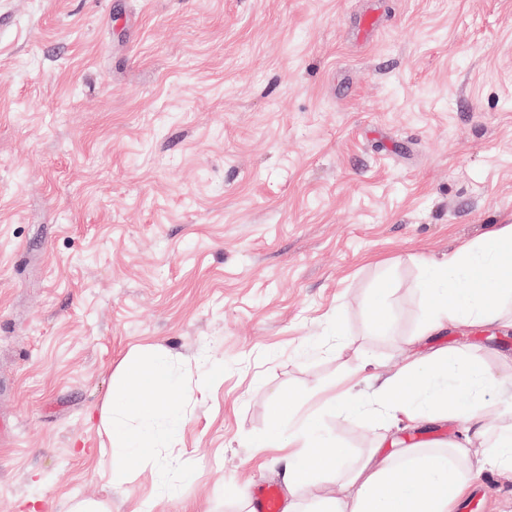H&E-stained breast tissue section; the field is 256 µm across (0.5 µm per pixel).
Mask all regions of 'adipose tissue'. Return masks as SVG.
Returning <instances> with one entry per match:
<instances>
[{"label":"adipose tissue","mask_w":512,"mask_h":512,"mask_svg":"<svg viewBox=\"0 0 512 512\" xmlns=\"http://www.w3.org/2000/svg\"><path fill=\"white\" fill-rule=\"evenodd\" d=\"M508 299L512 225L463 243L429 265L422 284L426 322L420 333L429 336L449 326L498 319L493 305ZM367 382L369 398L342 386L324 402L377 423L398 417L413 423L446 419L464 421L467 429L444 448L372 452L350 479L316 494L314 512H453L468 486L473 456L485 455L512 471V426L490 433L484 403L489 388L512 392V377H495L453 350L411 351L394 369L371 374ZM117 388L119 398L110 401L103 417L110 435L105 464L111 471L144 460L149 449L166 447L184 421L180 402L190 396L158 357L130 363ZM263 445L280 453L286 512H300L299 495L310 488L316 469L339 468L344 459L343 449L328 442L312 418L296 415L281 398L273 402V424Z\"/></svg>","instance_id":"1"}]
</instances>
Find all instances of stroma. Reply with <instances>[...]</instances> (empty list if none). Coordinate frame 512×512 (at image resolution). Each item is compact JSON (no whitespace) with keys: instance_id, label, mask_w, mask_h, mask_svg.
Returning <instances> with one entry per match:
<instances>
[{"instance_id":"35a3bbf8","label":"stroma","mask_w":512,"mask_h":512,"mask_svg":"<svg viewBox=\"0 0 512 512\" xmlns=\"http://www.w3.org/2000/svg\"><path fill=\"white\" fill-rule=\"evenodd\" d=\"M507 224L512 0H0V512H250L282 485L276 396L354 466L377 429L316 396L363 365L411 345L512 375L511 327L416 335L426 263ZM153 355L185 423L107 475L113 385ZM467 497L512 512V480Z\"/></svg>"}]
</instances>
